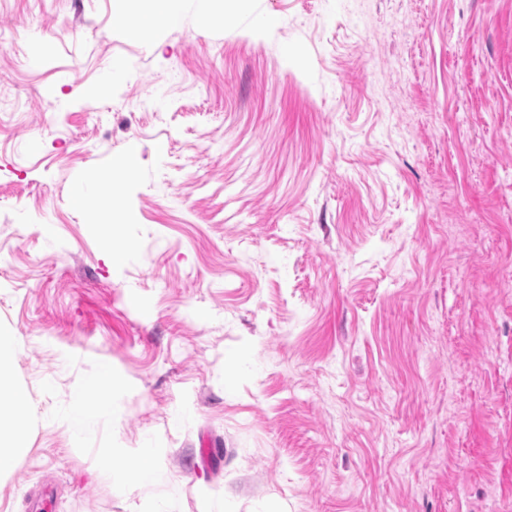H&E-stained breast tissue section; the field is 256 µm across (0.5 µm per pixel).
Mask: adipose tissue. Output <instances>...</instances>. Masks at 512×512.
Wrapping results in <instances>:
<instances>
[{
    "label": "adipose tissue",
    "mask_w": 512,
    "mask_h": 512,
    "mask_svg": "<svg viewBox=\"0 0 512 512\" xmlns=\"http://www.w3.org/2000/svg\"><path fill=\"white\" fill-rule=\"evenodd\" d=\"M182 0H113L114 10L129 23L131 35L146 38L150 25L161 22L178 24ZM14 342L11 337L0 335V476L13 468L32 427L29 399L26 391L12 378L11 354ZM114 386L112 371L100 367L86 386L87 393L97 396L95 404H88L85 395L78 396L71 412L76 432H83L111 413L109 393ZM153 460L156 450L150 445L132 450L108 448L98 460L99 469L113 485L124 492H131L149 484L154 479L152 468L131 470L126 462L131 456Z\"/></svg>",
    "instance_id": "ef3b65f1"
}]
</instances>
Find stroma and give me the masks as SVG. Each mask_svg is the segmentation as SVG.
<instances>
[{"mask_svg": "<svg viewBox=\"0 0 512 512\" xmlns=\"http://www.w3.org/2000/svg\"><path fill=\"white\" fill-rule=\"evenodd\" d=\"M0 334V512H512V0H0ZM182 0H114V11L124 18L130 34L145 39L149 24L151 32L155 23L176 25L180 20ZM149 7V8H148ZM132 20V23H130ZM146 20V22H143ZM150 32V34H151ZM13 351V339L0 335V477L13 468L32 427L28 395L12 378ZM75 401L71 412L76 433L80 434L97 421L108 418L111 414L109 392L114 387L112 371L108 366H101L95 376L88 382ZM94 393L97 401L94 406L86 402V396ZM132 455L144 460L152 461L156 455V448L144 444L141 448H106L98 460V468L112 479L113 485L124 492H132L138 487L151 483L154 480L152 468L144 467L138 470H129L125 463Z\"/></svg>", "mask_w": 512, "mask_h": 512, "instance_id": "1", "label": "stroma"}]
</instances>
